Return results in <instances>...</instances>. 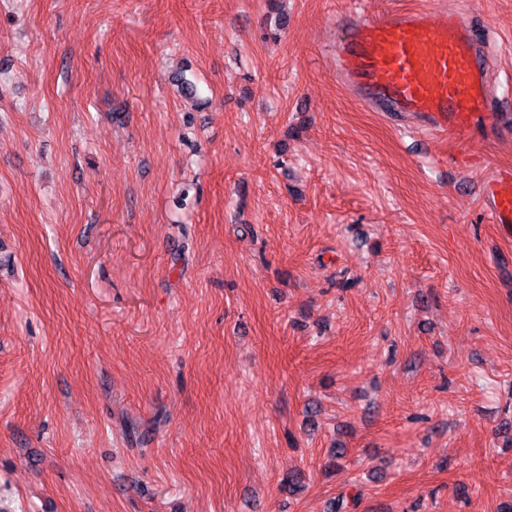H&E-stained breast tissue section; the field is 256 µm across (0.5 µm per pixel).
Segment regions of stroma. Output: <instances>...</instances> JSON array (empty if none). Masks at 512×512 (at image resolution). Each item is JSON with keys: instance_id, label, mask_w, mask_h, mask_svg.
Returning <instances> with one entry per match:
<instances>
[{"instance_id": "obj_1", "label": "stroma", "mask_w": 512, "mask_h": 512, "mask_svg": "<svg viewBox=\"0 0 512 512\" xmlns=\"http://www.w3.org/2000/svg\"><path fill=\"white\" fill-rule=\"evenodd\" d=\"M355 5L0 0V512L512 505V239L339 83ZM360 5L485 21L512 168V0Z\"/></svg>"}]
</instances>
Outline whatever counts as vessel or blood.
I'll return each mask as SVG.
<instances>
[{"label": "vessel or blood", "instance_id": "b4317fda", "mask_svg": "<svg viewBox=\"0 0 512 512\" xmlns=\"http://www.w3.org/2000/svg\"><path fill=\"white\" fill-rule=\"evenodd\" d=\"M483 23L421 9L358 16L330 53L352 94L376 112L416 118L431 133L470 141L496 112ZM482 199L501 234L512 238V169L496 170Z\"/></svg>", "mask_w": 512, "mask_h": 512}]
</instances>
